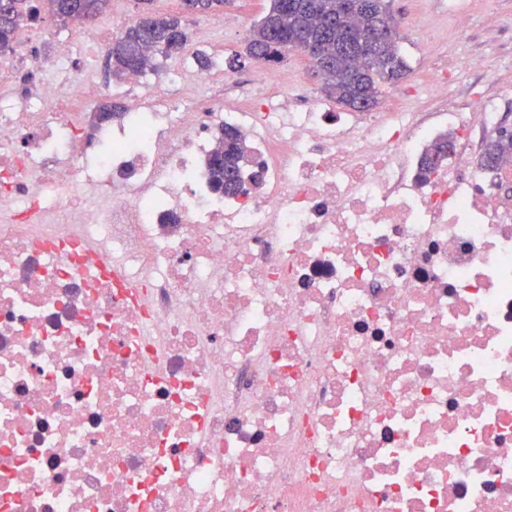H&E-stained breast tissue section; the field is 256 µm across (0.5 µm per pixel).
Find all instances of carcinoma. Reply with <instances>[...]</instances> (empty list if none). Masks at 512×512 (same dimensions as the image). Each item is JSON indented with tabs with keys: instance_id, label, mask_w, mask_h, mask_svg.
Masks as SVG:
<instances>
[{
	"instance_id": "carcinoma-1",
	"label": "carcinoma",
	"mask_w": 512,
	"mask_h": 512,
	"mask_svg": "<svg viewBox=\"0 0 512 512\" xmlns=\"http://www.w3.org/2000/svg\"><path fill=\"white\" fill-rule=\"evenodd\" d=\"M110 0H41L33 5L30 0H14L8 15L0 17V40L10 45L23 26L40 19L41 11L66 24L91 23L108 7ZM284 0H270V6L253 27L245 54H236L229 60L234 67L240 59L278 61L286 46L272 38V34L288 31L303 42L324 38L329 53L312 61L322 76L324 92L336 103L357 109L360 102L378 103V84L397 82L405 77L409 67L401 55L397 41L395 20L385 0H353L351 13L340 10L339 0H291L290 8L283 9ZM188 35L182 21L175 15L149 16L145 24H132L121 32L107 51L112 75L129 76L131 63L138 65V73L145 74L157 68L156 57L180 52ZM224 137L216 141L213 153L206 159L209 180L214 189L227 195L241 191V168L248 157L247 143L238 129L226 127ZM450 135L443 133L425 149L420 162L421 175L426 177L436 170L432 158L438 147ZM508 153L512 154V138L499 139L483 154L485 166H494Z\"/></svg>"
}]
</instances>
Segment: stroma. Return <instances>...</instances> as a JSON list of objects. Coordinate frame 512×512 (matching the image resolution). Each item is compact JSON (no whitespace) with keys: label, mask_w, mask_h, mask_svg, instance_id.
Segmentation results:
<instances>
[{"label":"stroma","mask_w":512,"mask_h":512,"mask_svg":"<svg viewBox=\"0 0 512 512\" xmlns=\"http://www.w3.org/2000/svg\"><path fill=\"white\" fill-rule=\"evenodd\" d=\"M389 3L409 72L398 82L380 84L378 111H387L394 103L416 112L422 110L425 101L417 95V87L451 63L456 66L455 95L459 101H467L470 86L484 80L482 72L465 68V60L472 56L484 58L503 80L512 83V0H389ZM269 4L270 0H233L223 12L188 17L185 49L158 58L156 70L142 75L138 94L150 98L172 69L194 61L196 54L203 52L212 58V67L202 72L199 83L187 88H170V95L192 102L208 99L217 104L226 101L247 104L252 94L263 90L258 74L266 67L262 62L248 60L233 68L228 61L235 53L244 51L253 26L264 16ZM180 11L179 0H111L95 25L109 40L139 14ZM38 25L37 37L29 40L17 35L11 50L0 54V70L17 83L38 76L57 81L66 77L65 70L55 66L54 61L65 53L67 38L76 32V25H62L48 15ZM93 63L98 81L112 90L111 95L83 101L79 106L87 116L86 133L95 136L101 126L94 122V114L109 105L125 104L128 92L126 80L106 75L104 54H95ZM269 68L283 91L303 89L305 94L320 98L328 111H338L335 100L324 96L322 81L302 52L285 50L283 60Z\"/></svg>","instance_id":"stroma-1"}]
</instances>
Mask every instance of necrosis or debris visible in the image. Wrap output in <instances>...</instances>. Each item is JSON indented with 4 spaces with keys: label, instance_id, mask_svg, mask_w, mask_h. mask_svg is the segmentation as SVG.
I'll return each instance as SVG.
<instances>
[{
    "label": "necrosis or debris",
    "instance_id": "necrosis-or-debris-1",
    "mask_svg": "<svg viewBox=\"0 0 512 512\" xmlns=\"http://www.w3.org/2000/svg\"><path fill=\"white\" fill-rule=\"evenodd\" d=\"M328 112L0 80V512H512L498 99ZM251 146L211 190L216 131ZM454 153L418 163L439 127Z\"/></svg>",
    "mask_w": 512,
    "mask_h": 512
}]
</instances>
